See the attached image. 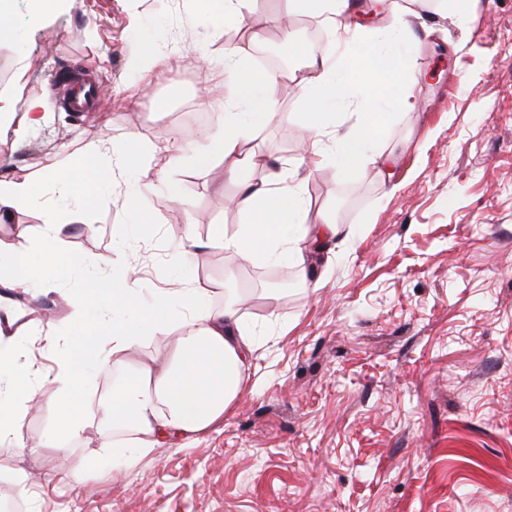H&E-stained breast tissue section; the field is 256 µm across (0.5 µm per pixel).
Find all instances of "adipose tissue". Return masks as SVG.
Returning <instances> with one entry per match:
<instances>
[{
	"label": "adipose tissue",
	"instance_id": "obj_1",
	"mask_svg": "<svg viewBox=\"0 0 512 512\" xmlns=\"http://www.w3.org/2000/svg\"><path fill=\"white\" fill-rule=\"evenodd\" d=\"M285 5L288 14L312 17L330 34L325 45L306 51L310 63L300 82L307 109L303 140L316 152L324 137H332L331 161L340 177H350L381 158L376 142L390 115L367 111V104L380 94L390 100L404 99L417 71L416 61L383 50L360 59L337 54V43L354 30L353 0H285ZM221 68L226 75L225 95L211 107L222 112L224 120L208 132V147L197 148L196 135L187 131L179 133L164 154L168 164L185 163L202 170L220 163L225 175L234 177L244 170L250 144L263 125L279 117L274 93L278 78L256 72L236 50L225 55ZM341 107L358 111L356 121L345 128L338 122ZM105 152L102 144H89L82 164L56 177L59 193L92 204L97 193L111 185L114 173L131 179L147 163L134 144L114 163L106 161ZM233 205L243 221L224 230L216 243L245 265L280 260L305 265L309 249L340 233L328 213L319 223H307L300 184L287 183L282 172L274 169L234 198ZM137 275V269L131 268L123 279L99 282V289L112 298V319L80 344L79 355L104 370L117 355L138 347V329L125 320V311H138L142 322L160 333L169 328L172 308L186 313L187 327L174 338L168 354L140 367L114 391L107 410L113 425L136 428L141 436L138 450L146 454L160 438L194 436L221 420L243 392L242 369L254 347L236 307L212 306L204 293L183 281L159 291L144 306L138 300Z\"/></svg>",
	"mask_w": 512,
	"mask_h": 512
}]
</instances>
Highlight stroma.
Returning <instances> with one entry per match:
<instances>
[{
    "mask_svg": "<svg viewBox=\"0 0 512 512\" xmlns=\"http://www.w3.org/2000/svg\"><path fill=\"white\" fill-rule=\"evenodd\" d=\"M447 0H397L422 36L385 48L419 64L380 146L389 163L340 178L320 154L300 149L302 50L288 52L277 87L281 120L255 140L284 174L304 179L306 221L330 211L348 233L307 269L285 262L239 264L213 245L240 223L229 206L243 182L190 166L171 170L181 199L165 201L142 181L139 223L128 216L124 179L91 206L55 193L51 174L71 167L86 144L141 149L170 141L200 118L223 121L210 100L224 96L214 66L228 49L254 46L210 22L197 0H57L41 18L15 0L14 42L0 44V180L32 182L39 204L16 216L38 226L60 212L58 253L30 245L33 277L15 306L24 358L36 374L12 378L0 405L14 409L21 446H0V501L19 512H512V0H471L465 14ZM283 0H252L248 24L266 48L282 46ZM150 29L162 66L148 78L126 60ZM110 90L90 118L56 104L59 79L74 67ZM48 103L39 122L27 101ZM192 232L202 258L180 273L172 249ZM69 275L59 276L61 263ZM139 270L144 300L176 277L214 305L238 297L256 344L244 391L224 418L194 439H174L144 456L139 434L100 411L118 378L162 356L168 338L147 335L110 371L85 369L74 382L92 414L83 433L57 428L75 407L59 401L55 378L75 342L107 322L112 306L92 282ZM278 293V305L268 296ZM83 301V323L68 318ZM56 310V346H45L40 313ZM66 450L75 471L59 470Z\"/></svg>",
    "mask_w": 512,
    "mask_h": 512,
    "instance_id": "35a3bbf8",
    "label": "stroma"
}]
</instances>
